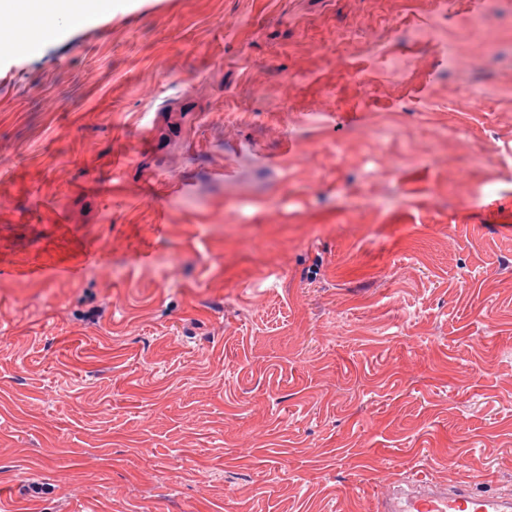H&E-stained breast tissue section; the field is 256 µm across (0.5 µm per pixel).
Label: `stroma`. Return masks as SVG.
Returning <instances> with one entry per match:
<instances>
[{
  "instance_id": "1",
  "label": "stroma",
  "mask_w": 512,
  "mask_h": 512,
  "mask_svg": "<svg viewBox=\"0 0 512 512\" xmlns=\"http://www.w3.org/2000/svg\"><path fill=\"white\" fill-rule=\"evenodd\" d=\"M52 28L0 51V512L512 489V0Z\"/></svg>"
}]
</instances>
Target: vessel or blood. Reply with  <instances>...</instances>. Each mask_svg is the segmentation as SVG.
Masks as SVG:
<instances>
[{
	"mask_svg": "<svg viewBox=\"0 0 512 512\" xmlns=\"http://www.w3.org/2000/svg\"><path fill=\"white\" fill-rule=\"evenodd\" d=\"M377 512H512V493L478 494L457 483L410 475L387 486Z\"/></svg>",
	"mask_w": 512,
	"mask_h": 512,
	"instance_id": "b4317fda",
	"label": "vessel or blood"
}]
</instances>
